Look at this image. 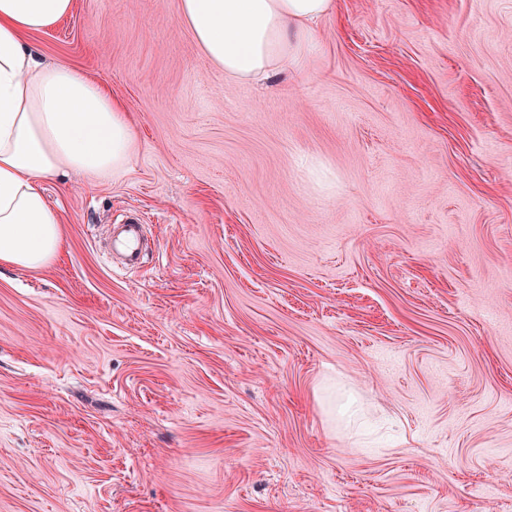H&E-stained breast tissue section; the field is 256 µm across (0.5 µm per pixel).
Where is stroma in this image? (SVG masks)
Here are the masks:
<instances>
[{"instance_id":"35a3bbf8","label":"stroma","mask_w":512,"mask_h":512,"mask_svg":"<svg viewBox=\"0 0 512 512\" xmlns=\"http://www.w3.org/2000/svg\"><path fill=\"white\" fill-rule=\"evenodd\" d=\"M177 6L27 37L139 146L0 266V512H512V0H336L249 84Z\"/></svg>"}]
</instances>
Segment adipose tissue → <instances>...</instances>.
Wrapping results in <instances>:
<instances>
[{
    "instance_id": "1",
    "label": "adipose tissue",
    "mask_w": 512,
    "mask_h": 512,
    "mask_svg": "<svg viewBox=\"0 0 512 512\" xmlns=\"http://www.w3.org/2000/svg\"><path fill=\"white\" fill-rule=\"evenodd\" d=\"M73 0H0V265L51 266L63 246L44 179L122 176L137 135L109 93L70 65L39 60L24 33L67 16ZM334 0H179L176 24L227 80L248 83L298 66L313 24Z\"/></svg>"
}]
</instances>
